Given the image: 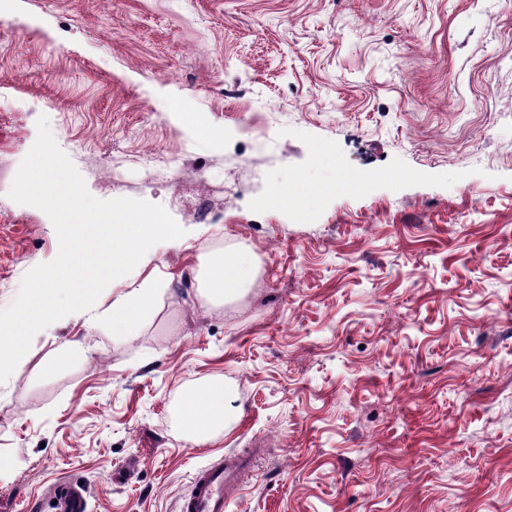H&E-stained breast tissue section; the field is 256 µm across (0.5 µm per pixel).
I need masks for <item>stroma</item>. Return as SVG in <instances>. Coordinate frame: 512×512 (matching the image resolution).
Returning a JSON list of instances; mask_svg holds the SVG:
<instances>
[{
	"label": "stroma",
	"mask_w": 512,
	"mask_h": 512,
	"mask_svg": "<svg viewBox=\"0 0 512 512\" xmlns=\"http://www.w3.org/2000/svg\"><path fill=\"white\" fill-rule=\"evenodd\" d=\"M42 116L93 197L185 235L0 382V512L64 477L87 512H180L229 454L227 512H512V0H0V157ZM236 246L255 271L208 305L200 259ZM58 251L0 197V309ZM213 382L197 445L177 408ZM155 295L151 288H142L126 305L112 309V339L122 341L135 336L144 317L152 310ZM227 388L213 383L193 392L180 409V418L189 440L200 443L226 423Z\"/></svg>",
	"instance_id": "obj_1"
}]
</instances>
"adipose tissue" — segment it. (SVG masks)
<instances>
[{"mask_svg": "<svg viewBox=\"0 0 512 512\" xmlns=\"http://www.w3.org/2000/svg\"><path fill=\"white\" fill-rule=\"evenodd\" d=\"M205 261L206 296L214 304L221 305L232 300L253 270L250 257L239 250L209 255ZM154 302L153 290L144 288L126 305L113 308V339L122 341L134 336ZM180 418L189 440L199 443L210 437L228 418L226 387L218 382L193 392L183 401Z\"/></svg>", "mask_w": 512, "mask_h": 512, "instance_id": "adipose-tissue-1", "label": "adipose tissue"}]
</instances>
